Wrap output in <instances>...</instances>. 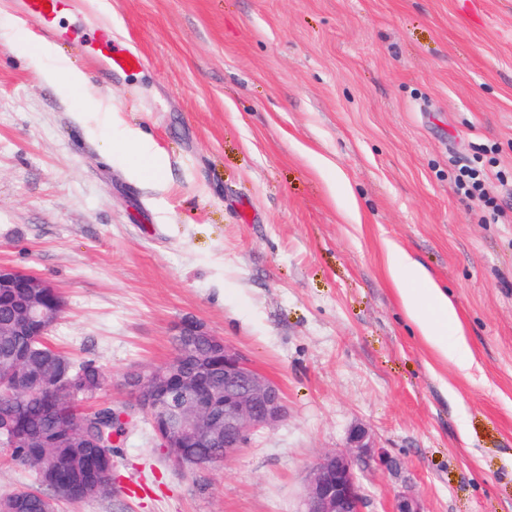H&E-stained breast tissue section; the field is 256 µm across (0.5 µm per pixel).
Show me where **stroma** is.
Wrapping results in <instances>:
<instances>
[{
  "instance_id": "stroma-1",
  "label": "stroma",
  "mask_w": 512,
  "mask_h": 512,
  "mask_svg": "<svg viewBox=\"0 0 512 512\" xmlns=\"http://www.w3.org/2000/svg\"><path fill=\"white\" fill-rule=\"evenodd\" d=\"M102 20L140 69L107 77L81 52ZM62 25L82 104L11 42L39 36L0 0V266L61 293L51 343L110 378L90 406L130 409L126 374L168 361L193 319L287 415L201 469L138 422L113 493L58 512H300L357 425L364 512L405 491L419 512H512V0H92ZM132 135L156 180L133 176ZM477 140L496 147L499 224L451 179ZM389 244L454 301L467 371L405 316ZM126 151L133 153L135 157L134 164L131 166L133 171H137L140 174H148L150 171L145 163H149L152 170L160 166L158 157L150 152L148 144L139 141L135 137L126 140Z\"/></svg>"
}]
</instances>
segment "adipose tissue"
<instances>
[{
  "label": "adipose tissue",
  "instance_id": "1",
  "mask_svg": "<svg viewBox=\"0 0 512 512\" xmlns=\"http://www.w3.org/2000/svg\"><path fill=\"white\" fill-rule=\"evenodd\" d=\"M386 268L406 316L428 348L443 362L467 370V339L447 292L418 262L396 248H388Z\"/></svg>",
  "mask_w": 512,
  "mask_h": 512
}]
</instances>
